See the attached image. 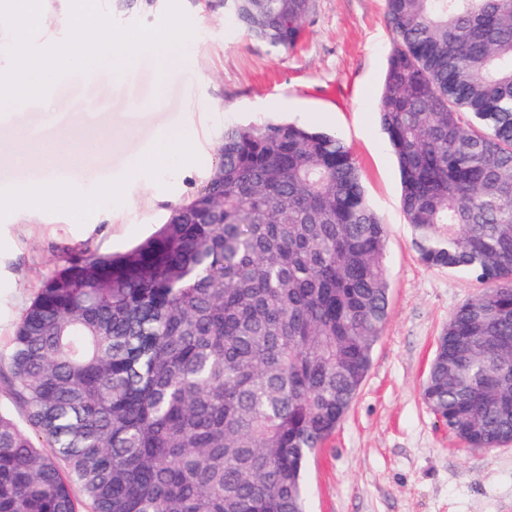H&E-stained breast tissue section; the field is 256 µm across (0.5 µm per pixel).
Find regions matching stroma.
Masks as SVG:
<instances>
[{
  "label": "stroma",
  "mask_w": 512,
  "mask_h": 512,
  "mask_svg": "<svg viewBox=\"0 0 512 512\" xmlns=\"http://www.w3.org/2000/svg\"><path fill=\"white\" fill-rule=\"evenodd\" d=\"M123 26L158 25L168 0H102ZM193 35L175 71L132 61L126 73L72 71L43 99L0 125V187L37 180L38 157L13 150L55 145L54 169L96 171L126 180L123 194L87 219L41 208L18 220L0 210V358L43 277L67 252L124 251L162 224L172 206L194 194L217 161L231 123L285 119L336 134L351 150L371 208L387 228L389 306L372 363L345 420L307 464V512H512V442L470 448L437 421L421 399L438 338L452 313L485 290L463 271L430 268L414 248L401 208V183L378 103L394 50L386 0H315L305 37L273 53L224 18V0H180ZM33 39L45 49L70 32L68 0H46ZM193 138L190 156L162 171L128 173L131 158L165 128ZM96 144L76 160L73 146ZM94 224L85 233L84 223Z\"/></svg>",
  "instance_id": "obj_1"
}]
</instances>
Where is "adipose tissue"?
<instances>
[{"label":"adipose tissue","instance_id":"ef3b65f1","mask_svg":"<svg viewBox=\"0 0 512 512\" xmlns=\"http://www.w3.org/2000/svg\"><path fill=\"white\" fill-rule=\"evenodd\" d=\"M188 150L187 134L172 128L159 133L142 154L131 160L130 168L134 171L143 168L160 171ZM121 191V182L112 179L104 181L93 174L88 175L85 183L77 185H66L55 179L44 178L1 189L0 207L9 208L19 216L32 214L42 206L97 212L103 208L105 200Z\"/></svg>","mask_w":512,"mask_h":512}]
</instances>
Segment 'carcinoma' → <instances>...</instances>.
Wrapping results in <instances>:
<instances>
[{
    "label": "carcinoma",
    "mask_w": 512,
    "mask_h": 512,
    "mask_svg": "<svg viewBox=\"0 0 512 512\" xmlns=\"http://www.w3.org/2000/svg\"><path fill=\"white\" fill-rule=\"evenodd\" d=\"M378 112L420 260L486 285L424 404L470 448L512 438V0H386ZM314 0H224L275 52ZM204 185L141 243L68 254L6 357L0 512H305L387 320L386 225L335 134L228 124ZM7 374V366L0 365V409L2 413L12 416L23 428L27 429L25 411L9 392L5 379Z\"/></svg>",
    "instance_id": "1"
}]
</instances>
